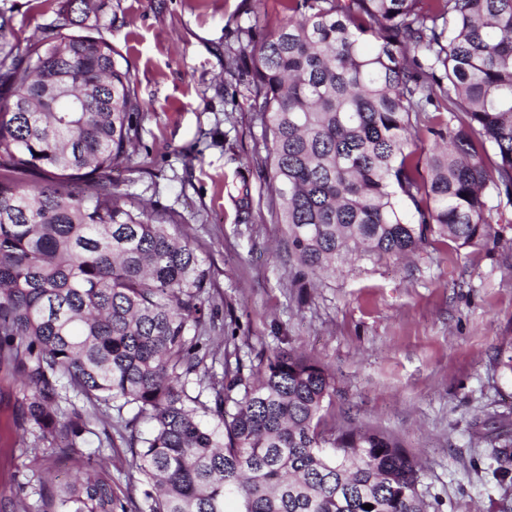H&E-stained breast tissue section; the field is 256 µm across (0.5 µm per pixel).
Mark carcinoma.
Instances as JSON below:
<instances>
[{"mask_svg": "<svg viewBox=\"0 0 512 512\" xmlns=\"http://www.w3.org/2000/svg\"><path fill=\"white\" fill-rule=\"evenodd\" d=\"M254 48L252 110L290 284L435 242L479 247L512 208V0H288ZM92 0L0 47V360L22 428L82 467L21 512H433L392 437L327 420L334 378L279 350L215 372L210 268L112 184L144 104ZM424 126L437 145L409 139ZM235 361H230V357ZM74 396H69V393ZM117 408V417L108 410ZM134 449L114 495L90 436ZM371 504L368 511L363 505Z\"/></svg>", "mask_w": 512, "mask_h": 512, "instance_id": "obj_1", "label": "carcinoma"}]
</instances>
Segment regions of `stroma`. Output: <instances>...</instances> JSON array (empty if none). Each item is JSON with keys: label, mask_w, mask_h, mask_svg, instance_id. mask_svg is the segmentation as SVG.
I'll return each mask as SVG.
<instances>
[{"label": "stroma", "mask_w": 512, "mask_h": 512, "mask_svg": "<svg viewBox=\"0 0 512 512\" xmlns=\"http://www.w3.org/2000/svg\"><path fill=\"white\" fill-rule=\"evenodd\" d=\"M104 36L146 107L115 188L173 216L211 270L215 330L243 359L295 349L336 379L330 413L397 439L422 465L438 512H512V213L500 239L437 243L402 260L339 266L317 287L288 285L284 228L265 179L267 151L246 69H224L237 24L263 37L286 23L288 0H97ZM63 0H0L15 38L38 35ZM22 385L0 361V512H17L44 478L66 481L48 442L23 435ZM132 450L105 466L119 499H141Z\"/></svg>", "instance_id": "1"}]
</instances>
